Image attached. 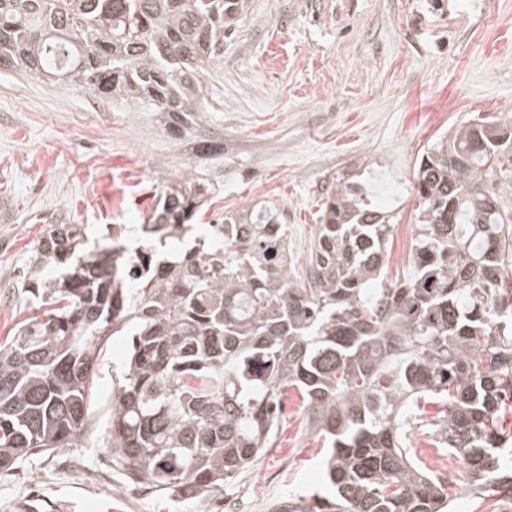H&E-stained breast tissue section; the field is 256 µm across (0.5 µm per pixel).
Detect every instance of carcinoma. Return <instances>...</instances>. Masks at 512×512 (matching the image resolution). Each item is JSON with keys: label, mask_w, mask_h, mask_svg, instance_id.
Listing matches in <instances>:
<instances>
[{"label": "carcinoma", "mask_w": 512, "mask_h": 512, "mask_svg": "<svg viewBox=\"0 0 512 512\" xmlns=\"http://www.w3.org/2000/svg\"><path fill=\"white\" fill-rule=\"evenodd\" d=\"M245 0H0V67L99 101H140L179 135L207 111L202 77ZM412 273L387 282L394 224L348 179L324 201L309 268L288 225L224 216L177 258L213 192L185 170L142 225L144 267L118 237L47 225L22 283L42 309L0 342V472L80 433L105 336L132 324L106 447L137 483L202 492L274 447L288 393L324 438L331 496L293 512H452L414 456L427 407L467 491L512 490V118L465 122L421 158Z\"/></svg>", "instance_id": "obj_1"}]
</instances>
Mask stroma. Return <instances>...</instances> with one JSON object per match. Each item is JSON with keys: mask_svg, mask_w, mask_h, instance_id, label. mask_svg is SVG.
<instances>
[{"mask_svg": "<svg viewBox=\"0 0 512 512\" xmlns=\"http://www.w3.org/2000/svg\"><path fill=\"white\" fill-rule=\"evenodd\" d=\"M204 96L201 120L174 135L132 103L0 69V340L36 313L17 280L48 221L91 239L138 228L186 167L213 187L195 224L276 207L297 275L326 194L359 181L395 219L388 277L409 273L417 161L474 115H512V0H246ZM216 138L220 153H199ZM127 346L121 332L104 344L81 437L0 474V512H284L327 495L322 441L294 393L274 448L214 493L134 483L103 446ZM466 482L461 471L448 486L456 512H512L511 496Z\"/></svg>", "mask_w": 512, "mask_h": 512, "instance_id": "1", "label": "stroma"}]
</instances>
